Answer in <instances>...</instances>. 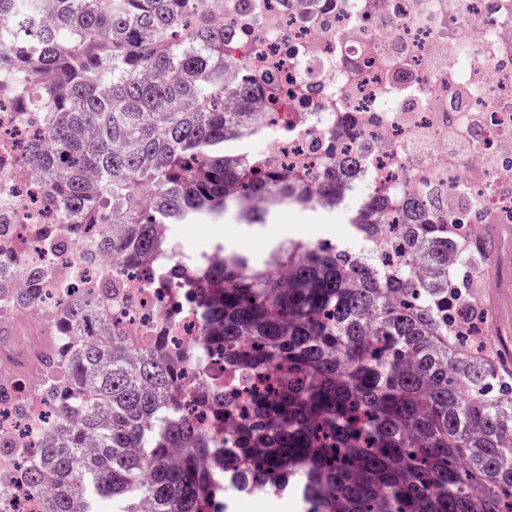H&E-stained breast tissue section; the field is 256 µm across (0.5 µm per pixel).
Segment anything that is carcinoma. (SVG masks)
Returning a JSON list of instances; mask_svg holds the SVG:
<instances>
[{
    "instance_id": "carcinoma-1",
    "label": "carcinoma",
    "mask_w": 512,
    "mask_h": 512,
    "mask_svg": "<svg viewBox=\"0 0 512 512\" xmlns=\"http://www.w3.org/2000/svg\"><path fill=\"white\" fill-rule=\"evenodd\" d=\"M0 0V101L32 126L19 162L43 185L58 224L29 235L49 254L81 248L112 273L82 287L53 265H13V212L0 210V333L13 310L57 295L44 335L36 416L0 376V407L45 430L18 470L42 512H212L225 471L301 512H512V371L478 338L474 283L489 272V234L407 198L398 223L371 195L353 238L385 240L369 269L336 246L288 239L262 262L221 245L179 271L204 333L221 351L166 335L101 329L126 272L177 244L159 224L203 213L265 221L254 200L311 207L309 175L282 173L241 145L267 115L238 112L258 85L224 53L213 24L224 0ZM356 159L319 174L325 189ZM28 457L0 432V458Z\"/></svg>"
}]
</instances>
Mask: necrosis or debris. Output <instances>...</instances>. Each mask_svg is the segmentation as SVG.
Masks as SVG:
<instances>
[{"label":"necrosis or debris","mask_w":512,"mask_h":512,"mask_svg":"<svg viewBox=\"0 0 512 512\" xmlns=\"http://www.w3.org/2000/svg\"><path fill=\"white\" fill-rule=\"evenodd\" d=\"M238 4L224 0V25L251 77L276 79L260 105L284 172L327 169L317 140L332 124L340 153L357 159L355 178L336 184L338 208L368 193L400 201L418 191L449 223L512 224V0ZM21 131L1 106L0 202L20 223L47 224L18 165ZM173 271L157 261L131 277L119 312L138 329L172 315L173 335L193 345L199 316L173 302Z\"/></svg>","instance_id":"necrosis-or-debris-1"}]
</instances>
